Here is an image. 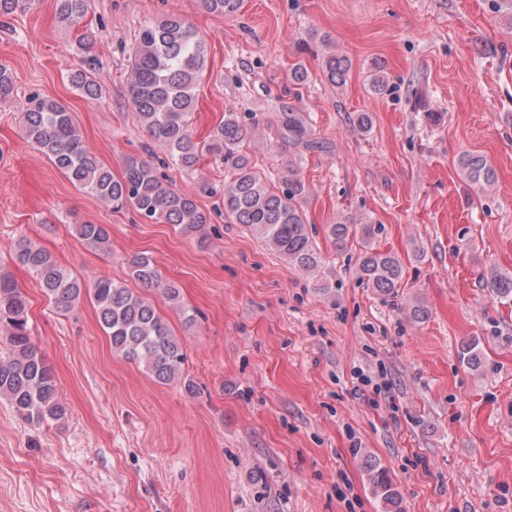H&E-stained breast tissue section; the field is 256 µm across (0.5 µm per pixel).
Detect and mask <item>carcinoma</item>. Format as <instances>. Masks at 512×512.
<instances>
[{
    "instance_id": "1",
    "label": "carcinoma",
    "mask_w": 512,
    "mask_h": 512,
    "mask_svg": "<svg viewBox=\"0 0 512 512\" xmlns=\"http://www.w3.org/2000/svg\"><path fill=\"white\" fill-rule=\"evenodd\" d=\"M210 14L224 17L236 13L241 0H200ZM88 11V0H56L60 23L73 26ZM203 40L197 31L178 16H170L143 25L135 39L127 91L133 115L149 136L170 156L180 169L197 167L201 153L192 140L191 120L195 108V86L205 67ZM323 69L330 82L341 85L350 70L349 60L335 54L323 58ZM370 89L381 94L388 89L384 66L374 64ZM27 142L47 156L76 187L115 211L131 207L151 222L179 227L186 236L203 241L204 226L210 223L192 196L178 190L166 176L158 174L143 159L127 160L122 179L91 155L75 126L73 116L55 100L33 97L22 113ZM246 127L236 112L224 113L209 151L230 163L231 172L224 182V213L235 224H245L257 231L271 250L289 265L314 272L322 259L309 231L301 208L307 194L306 184L292 164L284 166L274 190L254 170L240 147ZM283 135L292 144L304 140L306 128L296 116H288ZM465 180L479 190L495 183V172L487 160L466 152L459 158ZM364 251L355 268L357 279L376 291L393 295L404 278L402 262L389 252L379 251L369 240L376 226L361 227ZM77 234L93 250L106 252L110 234L104 224H79ZM353 235L350 225H328V236L339 246ZM17 261L36 277L43 293L56 309L68 313L90 298L97 319L109 337L112 350L127 360L142 365L162 384L179 382L191 395L196 383L183 377L186 354L179 338L156 312L154 304L121 281L99 278L91 287L62 267L42 247L21 239L15 245ZM131 277L152 289L168 304L176 307L185 327L197 322V312L182 306L180 289L162 280L155 266L144 257L132 261ZM487 287L501 299L512 300V276L494 274ZM0 331L5 333L8 353L0 354V399H6L27 423L41 426L66 415L60 401L52 368L33 346L28 329V304L12 278L0 272ZM373 492L386 503H396L397 493L387 472L375 465L367 470Z\"/></svg>"
}]
</instances>
